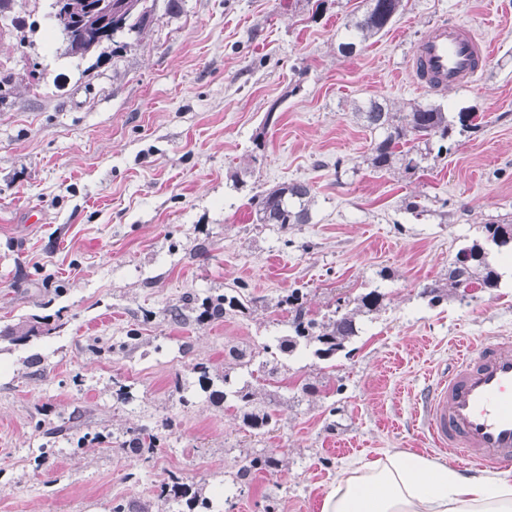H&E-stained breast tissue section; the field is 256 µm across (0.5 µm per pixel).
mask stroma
Returning a JSON list of instances; mask_svg holds the SVG:
<instances>
[{"label":"stroma","mask_w":512,"mask_h":512,"mask_svg":"<svg viewBox=\"0 0 512 512\" xmlns=\"http://www.w3.org/2000/svg\"><path fill=\"white\" fill-rule=\"evenodd\" d=\"M50 2L14 0L35 30L0 19L14 75L0 104V329L44 330L0 340V512H159L172 472L218 512H322L342 470L385 453L456 466L453 450L426 452L415 415L459 341L512 336V265L491 246L496 291L433 304L423 288L443 282L480 225L512 215V0H404L391 29L349 56L337 44L366 0H181L99 63L65 55L60 39L46 47ZM448 22L494 53L475 82L430 92L407 62ZM372 97L401 113L425 101L474 111L482 126L417 172L377 171L355 114ZM295 181L312 187L311 222L253 223L251 197ZM295 288L319 316L373 288L383 307L358 316L335 360L303 348L277 381L252 380L228 350L287 335ZM224 292L251 300V314L178 324L167 313L185 294ZM132 334V351L90 348ZM33 354L43 373L28 368ZM198 362L215 389L252 384L276 425L248 432L201 391ZM39 421L58 430L46 459ZM134 426L160 439L138 458L120 446ZM76 430L103 453L68 441ZM257 453L277 467L250 468Z\"/></svg>","instance_id":"1"}]
</instances>
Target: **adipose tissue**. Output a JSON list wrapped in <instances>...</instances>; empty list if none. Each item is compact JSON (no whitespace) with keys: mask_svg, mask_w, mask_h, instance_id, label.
<instances>
[{"mask_svg":"<svg viewBox=\"0 0 512 512\" xmlns=\"http://www.w3.org/2000/svg\"><path fill=\"white\" fill-rule=\"evenodd\" d=\"M324 512H512V471L462 477L444 463L388 453L337 478Z\"/></svg>","mask_w":512,"mask_h":512,"instance_id":"ef3b65f1","label":"adipose tissue"}]
</instances>
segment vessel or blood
I'll list each match as a JSON object with an SVG mask.
<instances>
[{
    "mask_svg": "<svg viewBox=\"0 0 512 512\" xmlns=\"http://www.w3.org/2000/svg\"><path fill=\"white\" fill-rule=\"evenodd\" d=\"M489 47L475 30L440 24L414 47L409 68L429 91L471 83ZM425 431L435 448L456 449L465 469L512 465V338L460 344L424 398Z\"/></svg>",
    "mask_w": 512,
    "mask_h": 512,
    "instance_id": "1",
    "label": "vessel or blood"
}]
</instances>
